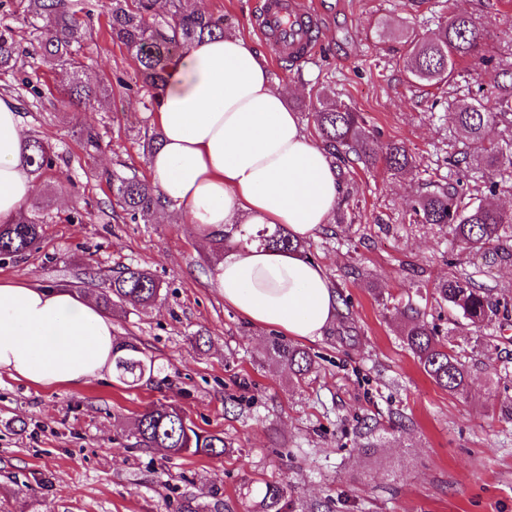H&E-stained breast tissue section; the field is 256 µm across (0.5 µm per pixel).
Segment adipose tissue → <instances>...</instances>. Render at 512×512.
I'll list each match as a JSON object with an SVG mask.
<instances>
[{
    "label": "adipose tissue",
    "mask_w": 512,
    "mask_h": 512,
    "mask_svg": "<svg viewBox=\"0 0 512 512\" xmlns=\"http://www.w3.org/2000/svg\"><path fill=\"white\" fill-rule=\"evenodd\" d=\"M160 100L152 181L201 241L251 224H280L306 238L330 222L342 190L337 170L289 110L264 56L242 37L195 43L171 64ZM23 137L15 101L0 95V224L17 220L35 192ZM213 277L225 305L290 336H321L336 315L325 270L295 253L232 250ZM115 342L93 298L0 279V373L80 386L111 369Z\"/></svg>",
    "instance_id": "obj_1"
}]
</instances>
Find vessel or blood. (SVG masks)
<instances>
[{"mask_svg": "<svg viewBox=\"0 0 512 512\" xmlns=\"http://www.w3.org/2000/svg\"><path fill=\"white\" fill-rule=\"evenodd\" d=\"M253 27L277 59L297 64L315 50L321 17L311 0H255Z\"/></svg>", "mask_w": 512, "mask_h": 512, "instance_id": "1", "label": "vessel or blood"}]
</instances>
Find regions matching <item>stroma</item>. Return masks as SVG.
Returning <instances> with one entry per match:
<instances>
[{
	"mask_svg": "<svg viewBox=\"0 0 512 512\" xmlns=\"http://www.w3.org/2000/svg\"><path fill=\"white\" fill-rule=\"evenodd\" d=\"M251 2L202 7L265 53L308 134L324 90L417 161L416 173L399 176L381 165H339L344 221L305 241L348 317L301 340L317 360L304 381L271 362L275 330L225 305L212 280L213 246L200 242L181 209L143 224L111 206L107 174L127 167L148 175L142 142L157 126L142 105L148 88L112 43L99 0L79 57L110 94L90 110L61 103L65 73L40 65L35 31L17 0H6L0 24L13 27L25 52L15 75H0V92L17 101L26 137L47 143L58 160L35 177L26 204L47 207L43 237L25 258L0 263V278L77 285L95 296L102 284L83 283L86 267L108 275L141 265L162 289L151 307L112 314L118 339L154 362L153 376L137 386L109 372L78 387L0 373V512H258L260 480L287 487L288 512L316 504L322 512H512V319L493 322L489 344L488 333L455 325L431 297L435 283L460 273L492 296L510 294L512 262L486 263L460 250L449 229L404 218L427 183L461 178L449 154L480 155L479 145L454 138L452 115L474 96L496 110L497 92L478 67L459 68L439 88L412 84L400 69L403 33H431L452 9L478 24L484 55L500 56L512 43V0H314L319 44L290 67L254 33ZM90 130L94 148L85 145ZM76 211L82 222L71 221ZM407 300L464 355L467 399L435 384L403 343L394 307ZM156 403L223 435V455L133 447L135 419Z\"/></svg>",
	"mask_w": 512,
	"mask_h": 512,
	"instance_id": "1",
	"label": "stroma"
}]
</instances>
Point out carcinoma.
I'll return each mask as SVG.
<instances>
[{
    "mask_svg": "<svg viewBox=\"0 0 512 512\" xmlns=\"http://www.w3.org/2000/svg\"><path fill=\"white\" fill-rule=\"evenodd\" d=\"M26 2V21L40 34L36 51L42 63L50 70H67L68 81L58 88L59 95L70 103L88 106L106 97L108 89L92 82L86 66L77 58V48L86 36V19L91 17L86 0ZM169 4L170 12L165 18L159 16L156 0H108L104 5L112 42L126 49L144 83L155 90L143 102L148 111L157 103L156 91L164 87L167 68L177 51L185 52L196 42L224 34V17L200 10L196 0H169ZM482 39V32L468 15L451 13L430 34L421 37L411 32L405 36L403 72L412 83L446 85L453 81L459 62H487L481 54ZM19 59L20 49L13 31L5 26L0 29V75L14 71ZM493 82L499 90L501 110L490 112L481 100L474 98L455 112V130L477 145L485 143L490 130H499L502 145L483 149L484 156L479 162L500 180H482L468 192L449 184H435L412 202L407 216L411 224L450 229L462 249L495 261L512 256L511 252L501 251L503 239L512 238V215L486 198L496 193L505 179H512V59L498 60ZM312 117L321 144L333 161L344 162L352 154L367 167L381 162L394 175L414 167L415 157L404 145L380 142L366 128L362 115L345 105L321 99L312 108ZM23 160L30 172L39 175L55 166L49 145L36 139L25 140ZM108 183L116 205L135 221L150 223L162 207L156 186L134 170L116 172ZM43 224V217L24 212L17 223L0 225V260L31 252L43 235ZM236 233L241 245L296 252L304 249L286 227L276 225L253 233L236 227L219 231L214 235L215 250H223ZM160 291V282L149 270L126 265L109 277L97 300L106 312L122 310L127 304L147 308L160 296ZM433 298L476 329L501 315L507 318L512 311L511 295L494 298L466 274L439 281L434 286ZM403 313L407 314L401 331L403 342L425 373L448 392L467 396L469 372L462 355L449 341L439 338L437 327L427 320L426 313L409 302L403 306ZM267 354L300 380L315 368L307 350L280 338L270 342ZM112 371L119 381L132 386L153 373L154 365L145 361L138 346L122 344L112 351ZM131 435L136 447L162 448L171 456L224 454V436L196 430L173 405L158 404L141 414ZM258 495L262 512H288L285 487L266 483L259 487Z\"/></svg>",
    "mask_w": 512,
    "mask_h": 512,
    "instance_id": "obj_1",
    "label": "carcinoma"
}]
</instances>
